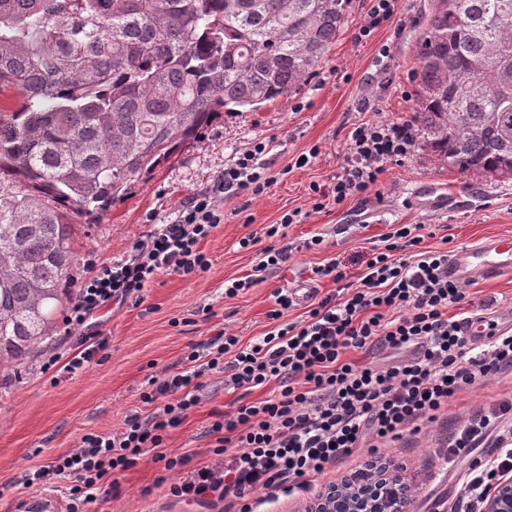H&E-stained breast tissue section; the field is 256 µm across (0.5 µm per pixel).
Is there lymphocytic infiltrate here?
Segmentation results:
<instances>
[{"label":"lymphocytic infiltrate","instance_id":"1","mask_svg":"<svg viewBox=\"0 0 512 512\" xmlns=\"http://www.w3.org/2000/svg\"><path fill=\"white\" fill-rule=\"evenodd\" d=\"M412 123L363 122L351 135L345 163L329 186L313 185L311 206L319 211L372 191L386 164L404 161L416 145ZM268 142L259 140L225 167L212 188L180 203L175 217L155 225L146 239L121 255L90 262L63 318L65 336L82 349L68 361L48 359L47 368L72 373L89 363L87 344L98 331L93 316L111 305L142 301V290L159 273L196 277L210 270L200 243L224 221L228 195L257 197L274 178L265 161ZM335 292L312 302L303 319L288 320L290 292L275 289L273 327L244 342L218 331L192 346L180 370L152 375L141 401L149 414L133 413L107 432L83 434L77 448L29 470L24 488L70 480L68 512L117 491L114 475L144 457L165 470L185 469V455H168L166 437L200 401L202 379L224 376L228 389L252 391L277 384V395L218 415L214 464L187 471L169 487L171 496L198 500L235 498L237 512H257L251 494L267 489L292 495L309 489L328 466L366 448L397 441L420 424L436 421L464 386L512 366V332L490 330L487 347L469 353L462 332L466 292L448 278V254L425 247L417 224H394L367 252L359 277L334 259L315 268ZM393 353L376 364L346 359L349 351ZM465 495L454 512H479L486 495L512 478V442L501 439L495 455L472 459Z\"/></svg>","mask_w":512,"mask_h":512}]
</instances>
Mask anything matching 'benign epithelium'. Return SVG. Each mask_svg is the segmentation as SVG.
Segmentation results:
<instances>
[{"instance_id":"1","label":"benign epithelium","mask_w":512,"mask_h":512,"mask_svg":"<svg viewBox=\"0 0 512 512\" xmlns=\"http://www.w3.org/2000/svg\"><path fill=\"white\" fill-rule=\"evenodd\" d=\"M412 485L402 476L362 470L351 487L340 481L328 487L307 512H410ZM483 512H512V480L501 482L485 501Z\"/></svg>"}]
</instances>
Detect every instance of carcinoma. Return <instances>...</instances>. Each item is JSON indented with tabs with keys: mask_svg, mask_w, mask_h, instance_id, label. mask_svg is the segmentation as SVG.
Instances as JSON below:
<instances>
[{
	"mask_svg": "<svg viewBox=\"0 0 512 512\" xmlns=\"http://www.w3.org/2000/svg\"><path fill=\"white\" fill-rule=\"evenodd\" d=\"M347 0H0V358L50 335L68 218L105 214L213 120L299 87ZM420 145L512 175V0H436L415 46Z\"/></svg>",
	"mask_w": 512,
	"mask_h": 512,
	"instance_id": "obj_1",
	"label": "carcinoma"
}]
</instances>
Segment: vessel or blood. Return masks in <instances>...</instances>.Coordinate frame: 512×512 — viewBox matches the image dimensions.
<instances>
[{
  "mask_svg": "<svg viewBox=\"0 0 512 512\" xmlns=\"http://www.w3.org/2000/svg\"><path fill=\"white\" fill-rule=\"evenodd\" d=\"M512 272V238L488 236L448 260V277L459 283L474 278L490 282Z\"/></svg>",
  "mask_w": 512,
  "mask_h": 512,
  "instance_id": "b4317fda",
  "label": "vessel or blood"
}]
</instances>
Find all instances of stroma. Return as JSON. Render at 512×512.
Wrapping results in <instances>:
<instances>
[{
  "instance_id": "stroma-1",
  "label": "stroma",
  "mask_w": 512,
  "mask_h": 512,
  "mask_svg": "<svg viewBox=\"0 0 512 512\" xmlns=\"http://www.w3.org/2000/svg\"><path fill=\"white\" fill-rule=\"evenodd\" d=\"M370 7V0H349L343 29L299 89L256 111L225 113L175 158L139 180L106 215L73 219L75 262L60 284L66 305L86 275V259L103 261L132 249L154 225L169 222L181 201L212 186L225 165L254 142L270 143L266 162L276 181L252 200H225L223 224L200 244L211 259L208 273L195 278L159 274L143 289V303L102 310L96 319L107 346L76 374L56 379L42 369L49 356L74 352V339L62 332L60 311L52 319L50 338L37 344L24 363L0 364V512H16V483L25 471L76 448L83 434L112 430L126 415L144 411L140 395L148 379L174 366L188 347L221 327L245 342L264 335L271 327L268 313L275 306V287L314 286L320 294L332 292L331 280H314V268L336 258L357 270L365 247L389 225H423L425 246L452 253L486 236L512 237V176L462 173L418 146L403 163L386 165L375 190L313 211L309 187L329 183L339 172L356 125L410 121L417 110L415 46L434 0H396L392 19L370 37L356 40ZM314 147L319 155L296 167L297 157ZM293 209L302 210L304 217L287 230L288 260L267 281L225 297V280L245 276L260 259L258 249L240 248V239L262 237L267 225ZM315 236L321 237V245L305 249ZM466 290L476 309H499V327L512 324V273L496 282H472ZM277 391L273 383L248 394L228 390L223 375H206L201 401L170 431L168 451L188 454L197 464L213 461L216 439L208 429L216 414ZM505 401L512 402L508 366L486 382L463 388L438 421L419 433H406L374 456L365 449L354 452L315 479L309 493L271 500L265 510L305 512L328 484L375 457L414 481L412 512H449L463 492L468 462L459 458L444 464L440 448L463 420ZM178 478L162 464L144 459L119 474L117 494L98 502L93 512H234L224 501L197 504L172 497L169 485Z\"/></svg>"
}]
</instances>
